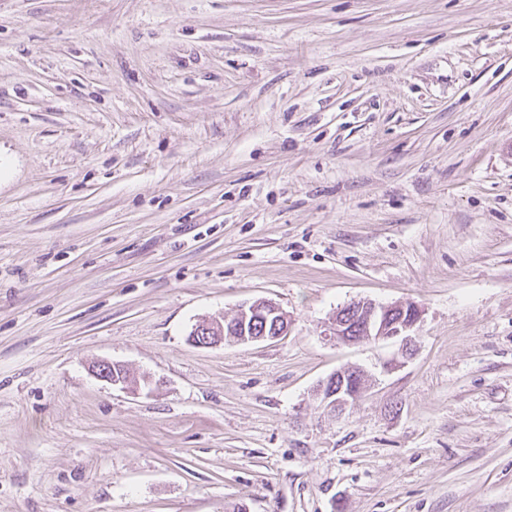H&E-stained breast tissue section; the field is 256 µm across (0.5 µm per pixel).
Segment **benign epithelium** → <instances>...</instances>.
Wrapping results in <instances>:
<instances>
[{
	"label": "benign epithelium",
	"mask_w": 512,
	"mask_h": 512,
	"mask_svg": "<svg viewBox=\"0 0 512 512\" xmlns=\"http://www.w3.org/2000/svg\"><path fill=\"white\" fill-rule=\"evenodd\" d=\"M401 313L397 319H392L395 313ZM276 317V337L288 332V313L269 301H257L238 310L237 328L242 330L240 342L250 343L268 339L265 333L255 334L254 324L262 318ZM422 310L412 304L379 305L370 300L351 302L339 308L325 323L323 335L332 340L345 344L357 342L356 331L374 341L392 340L399 344L397 357L383 364V368L391 369L407 359L414 352V337L412 331L421 321ZM191 342L198 347H213L224 343V325L220 320L201 324L195 327ZM91 373L98 379L112 385H120L124 389L138 390L141 383H132L122 374H116L113 363L107 359L95 361ZM351 370H339L329 375L316 389V395L322 405L333 415L340 416L354 404L362 394L353 392L346 387V377Z\"/></svg>",
	"instance_id": "benign-epithelium-1"
}]
</instances>
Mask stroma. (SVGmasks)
Masks as SVG:
<instances>
[{
	"mask_svg": "<svg viewBox=\"0 0 512 512\" xmlns=\"http://www.w3.org/2000/svg\"><path fill=\"white\" fill-rule=\"evenodd\" d=\"M0 512H512V0H0ZM270 316H276L277 326L281 324V328L278 329V327H276V336H266L265 331L260 333L258 336H255L256 332L254 331V324L256 321L262 318H268ZM236 319L239 320L237 329H242L243 334L241 339L238 341L239 343H250L277 339L285 335L291 325L288 323V313L269 301H257L250 305L242 306L238 310ZM248 324L250 327L249 330ZM401 313L398 319L391 320L394 313ZM407 313V316H406ZM422 310L412 304L379 305L370 300L351 302L339 308L325 323L323 335L333 341L352 344L359 341L351 334L368 336L374 341L392 340L399 344L397 358L383 364L384 369H392L398 358L407 359L414 352L412 331L421 321ZM397 317V314L394 315ZM360 330V331H359ZM233 320H229L225 322L224 325L220 322L219 319H216L214 322L201 324L195 327L194 333L191 336L190 332L189 337L191 342L198 347H213L220 344H224V338H226L229 331V324ZM215 334V335H214ZM91 373L99 380L108 382L112 385H121L124 389H132L136 391L141 388V383L139 381L136 384L131 383L123 374L117 375L114 371L112 361L107 359L95 361L91 366ZM354 371H356V374L363 376L359 369L339 370L329 375L316 389V395L320 402L334 416L342 415L349 406L361 397L362 388L353 392L346 387V377ZM338 379L341 380L339 385L337 384Z\"/></svg>",
	"mask_w": 512,
	"mask_h": 512,
	"instance_id": "1",
	"label": "stroma"
}]
</instances>
